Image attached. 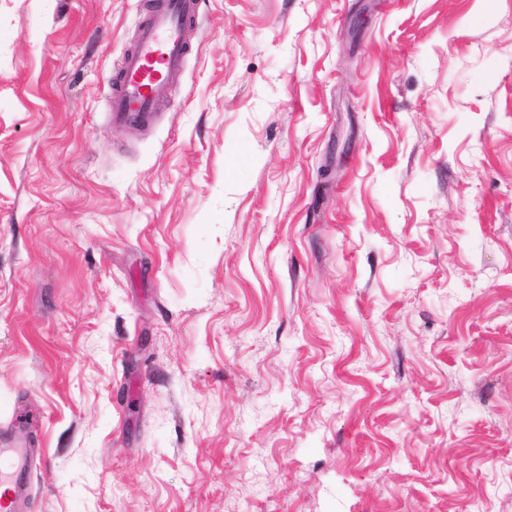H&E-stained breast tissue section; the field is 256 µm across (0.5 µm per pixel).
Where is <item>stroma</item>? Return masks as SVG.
I'll list each match as a JSON object with an SVG mask.
<instances>
[{
  "label": "stroma",
  "instance_id": "obj_1",
  "mask_svg": "<svg viewBox=\"0 0 512 512\" xmlns=\"http://www.w3.org/2000/svg\"><path fill=\"white\" fill-rule=\"evenodd\" d=\"M0 0V442L25 512H512V0ZM199 11L198 0H157L140 27L136 47L124 54L113 83L109 112L114 123H147L155 104L181 84L188 55L183 31Z\"/></svg>",
  "mask_w": 512,
  "mask_h": 512
}]
</instances>
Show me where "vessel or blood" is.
<instances>
[{"label":"vessel or blood","instance_id":"b4317fda","mask_svg":"<svg viewBox=\"0 0 512 512\" xmlns=\"http://www.w3.org/2000/svg\"><path fill=\"white\" fill-rule=\"evenodd\" d=\"M198 11V0H156L135 48L120 61L109 101L113 122H150L156 103L181 84L188 55L183 31ZM27 461V449L0 448V512H19Z\"/></svg>","mask_w":512,"mask_h":512}]
</instances>
